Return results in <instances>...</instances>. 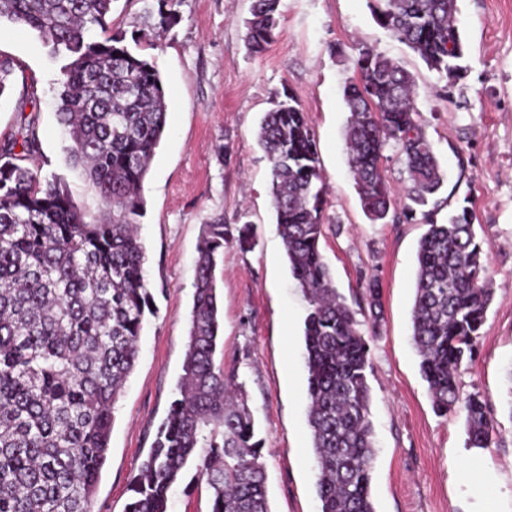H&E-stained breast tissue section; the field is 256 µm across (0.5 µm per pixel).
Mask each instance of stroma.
I'll return each instance as SVG.
<instances>
[{
	"label": "stroma",
	"instance_id": "obj_1",
	"mask_svg": "<svg viewBox=\"0 0 512 512\" xmlns=\"http://www.w3.org/2000/svg\"><path fill=\"white\" fill-rule=\"evenodd\" d=\"M252 0H181L180 23L157 45L134 44L141 0H114L107 35L159 71L167 131L143 183L140 236L154 306L146 315L135 369L115 405L94 512H125L130 480L147 455L183 373L188 316L202 227L215 214L254 242L224 246L216 275L223 324L217 363L235 368L260 438L271 512H319L317 468L307 423L303 328L306 302L295 288L276 224L270 164L257 142L274 102L297 101L317 139L325 187L321 251L333 284L357 310L370 346V421L375 441L371 494L376 512H512V0H457L464 68L450 81L379 26L368 0H281L280 24L262 56L244 44ZM369 48L398 61L416 83V106L445 182L437 223L469 204L489 254L493 291L472 360L458 371L462 395L485 399L497 423L490 447L467 445L465 416L437 413L411 340L422 217L371 223L345 149L343 88ZM0 56L13 60L0 97V145L39 119L35 163L63 177L76 205L96 217L101 203L66 162L53 82L62 59L36 32L0 23ZM380 291L372 321L362 293ZM188 466L170 512H208L209 490Z\"/></svg>",
	"mask_w": 512,
	"mask_h": 512
}]
</instances>
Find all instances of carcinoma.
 Returning <instances> with one entry per match:
<instances>
[{"label": "carcinoma", "mask_w": 512, "mask_h": 512, "mask_svg": "<svg viewBox=\"0 0 512 512\" xmlns=\"http://www.w3.org/2000/svg\"><path fill=\"white\" fill-rule=\"evenodd\" d=\"M114 0H0V21L36 30L65 60L56 116L69 166L99 197L87 219L66 182L33 164L37 115L21 140L0 148V512H93L115 404L132 373L150 292L138 233L144 179L166 130L158 70L106 31ZM280 0H253L246 44L262 55L278 26ZM377 23L428 67L456 79L463 67L456 0H368ZM180 0H144L143 36L180 20ZM344 88L349 165L369 220L416 213L419 242L412 340L433 407L465 414L467 443L495 434L487 404L461 396L457 373L472 359L492 292L488 254L468 206L436 224L443 178L419 121L413 77L370 50ZM270 163L276 224L289 267L308 302L303 340L308 423L320 512H375L369 419V346L356 311L333 284L320 252L325 189L315 133L300 104L280 101L260 124ZM399 147L412 186L395 211L380 161ZM21 151H16V147ZM232 236L224 216L203 225L178 396L130 482L125 512H169L171 491L192 460L211 492L210 512H270L262 440L233 371L215 366L220 321L215 270Z\"/></svg>", "instance_id": "1"}]
</instances>
